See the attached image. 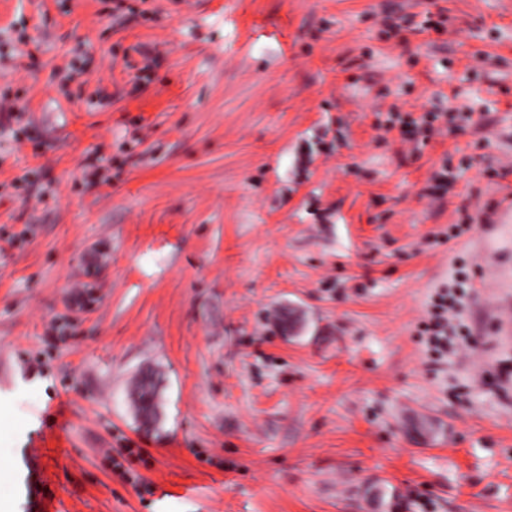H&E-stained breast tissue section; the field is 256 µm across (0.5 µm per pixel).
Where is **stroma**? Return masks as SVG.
<instances>
[{"label":"stroma","instance_id":"stroma-1","mask_svg":"<svg viewBox=\"0 0 512 512\" xmlns=\"http://www.w3.org/2000/svg\"><path fill=\"white\" fill-rule=\"evenodd\" d=\"M437 4L448 33L400 45L386 13L428 0H0V43L30 38L0 94L33 122L0 130L9 512H512V0ZM455 90L472 122L421 156L375 128ZM444 162L464 178L422 196ZM461 276L472 334L439 369L416 329ZM157 387L153 378L143 375L138 379L136 389V408L146 420H151L156 414Z\"/></svg>","mask_w":512,"mask_h":512}]
</instances>
